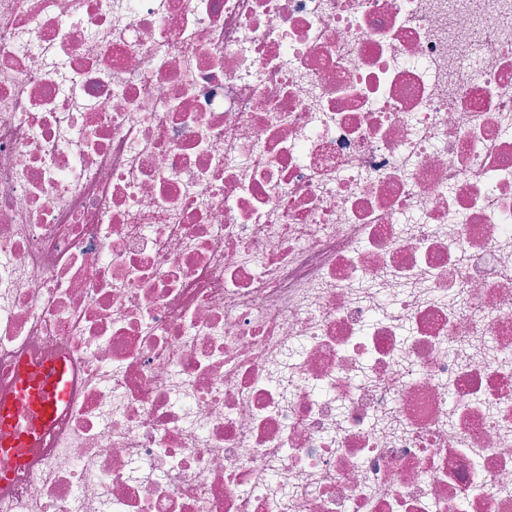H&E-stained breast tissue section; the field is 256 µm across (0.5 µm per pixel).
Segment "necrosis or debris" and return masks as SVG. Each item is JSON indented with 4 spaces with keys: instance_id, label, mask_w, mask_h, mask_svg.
Here are the masks:
<instances>
[{
    "instance_id": "1",
    "label": "necrosis or debris",
    "mask_w": 512,
    "mask_h": 512,
    "mask_svg": "<svg viewBox=\"0 0 512 512\" xmlns=\"http://www.w3.org/2000/svg\"><path fill=\"white\" fill-rule=\"evenodd\" d=\"M0 512H512V0H0ZM73 380L64 362L20 369V378L7 397L0 398V430L11 440L0 442V457L18 461L21 448L50 429L60 408L72 399Z\"/></svg>"
}]
</instances>
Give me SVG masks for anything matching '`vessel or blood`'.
<instances>
[{
  "label": "vessel or blood",
  "mask_w": 512,
  "mask_h": 512,
  "mask_svg": "<svg viewBox=\"0 0 512 512\" xmlns=\"http://www.w3.org/2000/svg\"><path fill=\"white\" fill-rule=\"evenodd\" d=\"M73 380L65 363L22 366L8 396L0 398V430L11 438L0 442V458L18 461L22 448L50 429L60 408L72 399Z\"/></svg>",
  "instance_id": "obj_1"
}]
</instances>
